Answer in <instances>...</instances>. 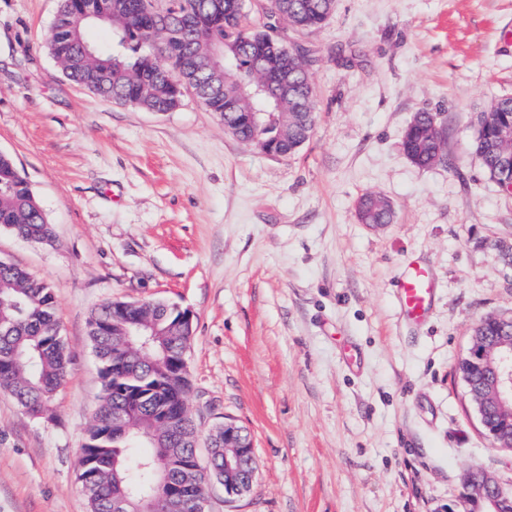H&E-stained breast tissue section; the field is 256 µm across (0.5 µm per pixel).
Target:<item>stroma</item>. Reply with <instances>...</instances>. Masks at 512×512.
Returning a JSON list of instances; mask_svg holds the SVG:
<instances>
[{
	"instance_id": "obj_1",
	"label": "stroma",
	"mask_w": 512,
	"mask_h": 512,
	"mask_svg": "<svg viewBox=\"0 0 512 512\" xmlns=\"http://www.w3.org/2000/svg\"><path fill=\"white\" fill-rule=\"evenodd\" d=\"M59 0H0V153L55 242L0 227V260L54 290L71 362L56 419L0 390V512H88L78 461L99 405L87 321L109 301L190 311L187 405L201 432L251 437L253 490L209 512H455L468 474L512 488L458 369L474 325L512 316V193L487 177L477 117L512 97V0H336L289 30L315 86L316 125L281 159L240 141L192 95L171 112L118 105L48 51ZM436 113L447 162L402 141ZM392 223L358 221L366 193ZM423 258L439 284L416 327L394 285Z\"/></svg>"
}]
</instances>
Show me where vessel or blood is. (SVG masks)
Masks as SVG:
<instances>
[{
    "label": "vessel or blood",
    "mask_w": 512,
    "mask_h": 512,
    "mask_svg": "<svg viewBox=\"0 0 512 512\" xmlns=\"http://www.w3.org/2000/svg\"><path fill=\"white\" fill-rule=\"evenodd\" d=\"M437 286L424 263L407 260L395 285V297L402 319L409 324L425 320L429 314Z\"/></svg>",
    "instance_id": "1"
}]
</instances>
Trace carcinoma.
Segmentation results:
<instances>
[{
	"label": "carcinoma",
	"instance_id": "1",
	"mask_svg": "<svg viewBox=\"0 0 512 512\" xmlns=\"http://www.w3.org/2000/svg\"><path fill=\"white\" fill-rule=\"evenodd\" d=\"M88 0H60L50 54L65 77L122 105L170 112L192 94L208 111L234 128L237 138L286 158L310 137L315 125V89L303 49L288 47L285 32L319 28L335 0H97L103 17L85 16ZM109 27L110 43L86 37L89 26ZM477 127L474 150L489 178L497 157L488 146L512 130V98L488 109ZM438 122L431 112L416 115L405 151L416 164L434 163ZM387 199L370 193L375 224H388ZM0 226L38 244L53 243L44 210L13 159L0 155ZM477 335L495 342L505 323L489 315ZM88 334L99 358L101 405L82 448L83 492L89 512H114L127 498H148L152 512H166L160 483L187 486L191 497L224 479V449L209 472L189 470L195 458L197 425L186 404L191 388L179 357L191 335L179 315L163 302L110 301L94 311ZM68 352L60 334L50 284L0 261V389H6L33 418L49 421L63 384ZM472 389L492 381L488 367L468 372ZM130 408L120 428L112 411ZM487 424L512 433V411L486 404Z\"/></svg>",
	"mask_w": 512,
	"mask_h": 512
}]
</instances>
